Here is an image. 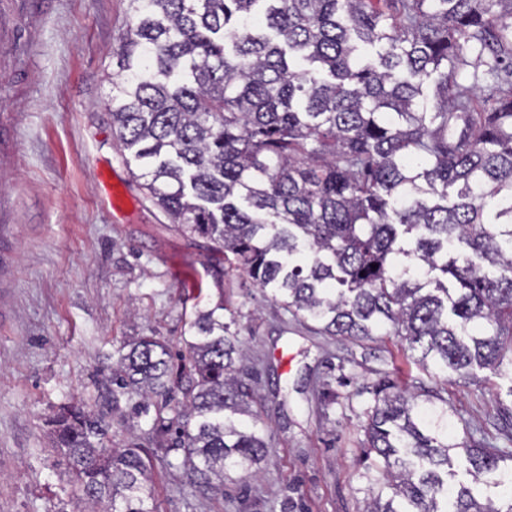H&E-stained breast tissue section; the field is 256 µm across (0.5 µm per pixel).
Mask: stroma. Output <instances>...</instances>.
Segmentation results:
<instances>
[{
  "instance_id": "stroma-1",
  "label": "stroma",
  "mask_w": 512,
  "mask_h": 512,
  "mask_svg": "<svg viewBox=\"0 0 512 512\" xmlns=\"http://www.w3.org/2000/svg\"><path fill=\"white\" fill-rule=\"evenodd\" d=\"M128 21V0H40L14 43L0 42V512H70L50 417L95 410L120 342L153 336L176 354L195 309L220 302L260 374L252 409L272 446L256 476L228 472L217 495L189 484L179 455L155 464L159 512H366L387 491L364 433L382 379L444 389L450 436L512 452V366L443 385L404 360L399 337L317 333L146 198L104 107ZM111 185L125 215L109 206ZM118 404L127 420L111 424L106 446L145 442L150 417L132 418L127 395Z\"/></svg>"
}]
</instances>
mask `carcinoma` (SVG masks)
Wrapping results in <instances>:
<instances>
[{"label": "carcinoma", "mask_w": 512, "mask_h": 512, "mask_svg": "<svg viewBox=\"0 0 512 512\" xmlns=\"http://www.w3.org/2000/svg\"><path fill=\"white\" fill-rule=\"evenodd\" d=\"M504 0H128L105 106L133 178L183 232L328 336H398L461 377L512 356V23ZM377 268H372V265ZM454 283L449 292L446 280ZM177 400L153 336L115 350L111 384L154 412L150 441L218 492L265 458L258 377L224 305L189 323ZM365 427L387 466L369 512H448L450 451L475 481L508 453L448 440L396 384ZM162 403L150 405V396ZM119 409L117 395L108 412ZM106 412V413H108ZM106 413L49 420L77 512H158L153 452L108 448ZM453 488V512H512Z\"/></svg>", "instance_id": "obj_1"}]
</instances>
